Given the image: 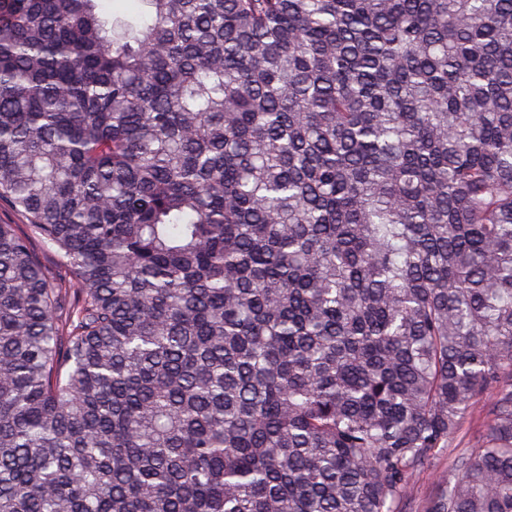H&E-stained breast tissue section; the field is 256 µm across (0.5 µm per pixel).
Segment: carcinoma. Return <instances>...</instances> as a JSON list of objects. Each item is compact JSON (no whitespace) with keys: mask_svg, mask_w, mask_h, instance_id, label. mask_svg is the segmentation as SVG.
<instances>
[{"mask_svg":"<svg viewBox=\"0 0 512 512\" xmlns=\"http://www.w3.org/2000/svg\"><path fill=\"white\" fill-rule=\"evenodd\" d=\"M0 0V512H512V0ZM484 425L483 415H481L480 408L477 407L468 416L461 431L451 441L450 448L440 452L431 464L416 476L406 512H423L426 501L436 493L437 479L442 471L448 469V464L456 451L455 448H464L467 442L484 428Z\"/></svg>","mask_w":512,"mask_h":512,"instance_id":"1","label":"carcinoma"}]
</instances>
